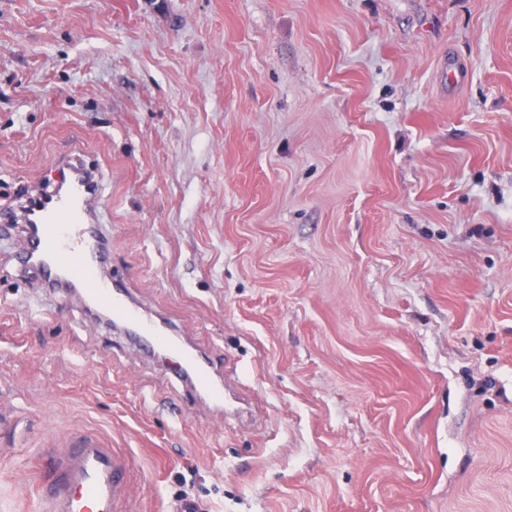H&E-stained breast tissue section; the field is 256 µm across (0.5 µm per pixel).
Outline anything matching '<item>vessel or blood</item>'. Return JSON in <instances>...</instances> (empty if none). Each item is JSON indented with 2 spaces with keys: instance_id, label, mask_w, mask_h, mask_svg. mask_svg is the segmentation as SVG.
<instances>
[{
  "instance_id": "b4317fda",
  "label": "vessel or blood",
  "mask_w": 512,
  "mask_h": 512,
  "mask_svg": "<svg viewBox=\"0 0 512 512\" xmlns=\"http://www.w3.org/2000/svg\"><path fill=\"white\" fill-rule=\"evenodd\" d=\"M61 164L73 178L58 190L31 191L26 245L13 255L15 266L37 270L48 283H72L87 303L144 349L167 353L175 360L179 373L213 407L229 409L209 361L185 350L169 327L102 273L105 232L96 175L77 154ZM37 464L41 478L31 491L37 512H135L127 484L131 457L101 432L70 429L51 435Z\"/></svg>"
}]
</instances>
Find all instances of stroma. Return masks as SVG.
I'll use <instances>...</instances> for the list:
<instances>
[{
	"instance_id": "35a3bbf8",
	"label": "stroma",
	"mask_w": 512,
	"mask_h": 512,
	"mask_svg": "<svg viewBox=\"0 0 512 512\" xmlns=\"http://www.w3.org/2000/svg\"><path fill=\"white\" fill-rule=\"evenodd\" d=\"M75 150L256 420L6 268L0 512L69 428L139 512H512V0H0V206Z\"/></svg>"
}]
</instances>
